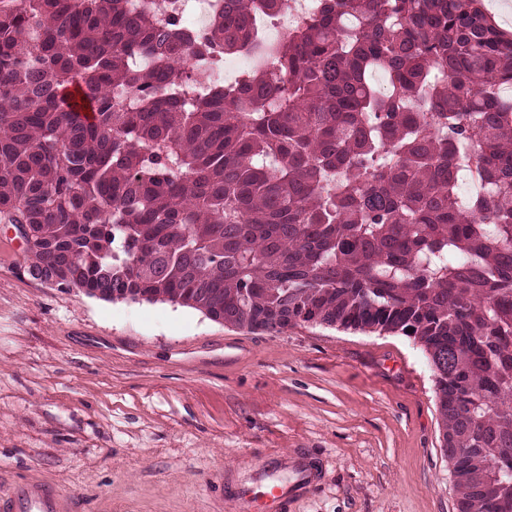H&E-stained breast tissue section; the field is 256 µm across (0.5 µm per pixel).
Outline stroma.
<instances>
[{
	"label": "stroma",
	"instance_id": "stroma-1",
	"mask_svg": "<svg viewBox=\"0 0 512 512\" xmlns=\"http://www.w3.org/2000/svg\"><path fill=\"white\" fill-rule=\"evenodd\" d=\"M0 223V491L54 484L70 512H238L224 474L317 461L283 512H455L435 376L394 333L251 332L168 302L33 279ZM213 352L195 367L187 353Z\"/></svg>",
	"mask_w": 512,
	"mask_h": 512
}]
</instances>
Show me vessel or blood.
<instances>
[{
  "instance_id": "vessel-or-blood-1",
  "label": "vessel or blood",
  "mask_w": 512,
  "mask_h": 512,
  "mask_svg": "<svg viewBox=\"0 0 512 512\" xmlns=\"http://www.w3.org/2000/svg\"><path fill=\"white\" fill-rule=\"evenodd\" d=\"M318 482L305 457L276 455L264 462L257 482L235 486L233 498L239 512H282L289 498L307 494ZM0 512H65V504L55 486L27 482L0 495Z\"/></svg>"
}]
</instances>
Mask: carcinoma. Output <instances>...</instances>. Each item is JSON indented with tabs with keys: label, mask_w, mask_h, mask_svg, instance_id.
Instances as JSON below:
<instances>
[{
	"label": "carcinoma",
	"mask_w": 512,
	"mask_h": 512,
	"mask_svg": "<svg viewBox=\"0 0 512 512\" xmlns=\"http://www.w3.org/2000/svg\"><path fill=\"white\" fill-rule=\"evenodd\" d=\"M285 2L196 32L181 0H0V222L59 288L413 340L457 512H512V31L483 0H323L269 44ZM229 55L261 65L209 80Z\"/></svg>",
	"instance_id": "carcinoma-1"
}]
</instances>
